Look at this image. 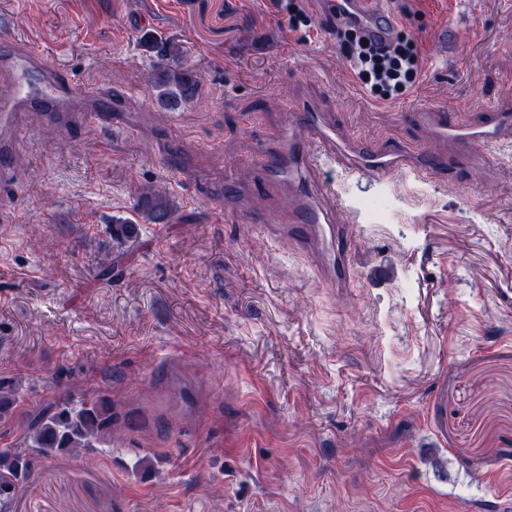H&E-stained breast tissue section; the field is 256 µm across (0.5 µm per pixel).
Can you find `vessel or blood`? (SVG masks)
<instances>
[{
    "label": "vessel or blood",
    "mask_w": 512,
    "mask_h": 512,
    "mask_svg": "<svg viewBox=\"0 0 512 512\" xmlns=\"http://www.w3.org/2000/svg\"><path fill=\"white\" fill-rule=\"evenodd\" d=\"M324 9L335 8L355 19L373 42L387 40L398 24L393 11L379 0H318ZM126 95L114 96L96 87L74 90L67 75L38 49L0 44V177L16 165V138L23 116L38 112L50 123L64 127L127 126ZM286 110L289 122L255 135L249 159L267 193L284 200L288 221L268 226L273 239H287L312 265L325 287L346 297L355 281L349 257L355 225L368 213L341 195L334 184L318 181L317 172L336 167L344 175L372 183L384 182L397 172L420 182L453 183L458 160L478 168L488 158L512 152V113L498 109L479 123L449 119L446 110L419 111L430 133L429 145L404 143L371 146L347 136L334 113L313 100L295 97Z\"/></svg>",
    "instance_id": "vessel-or-blood-1"
}]
</instances>
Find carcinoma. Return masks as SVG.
<instances>
[{
  "label": "carcinoma",
  "instance_id": "cac0c4a2",
  "mask_svg": "<svg viewBox=\"0 0 512 512\" xmlns=\"http://www.w3.org/2000/svg\"><path fill=\"white\" fill-rule=\"evenodd\" d=\"M162 65L152 79L155 102L169 108L193 99L199 83L179 64L181 47L172 40L149 37ZM136 210L148 224H166L175 205L165 191L147 188L138 193ZM19 401L16 385L0 383V420H8ZM112 441V404L103 400L68 399L54 402L28 421L22 447L0 448V512H12L19 489L34 468L61 454L78 455Z\"/></svg>",
  "mask_w": 512,
  "mask_h": 512
}]
</instances>
